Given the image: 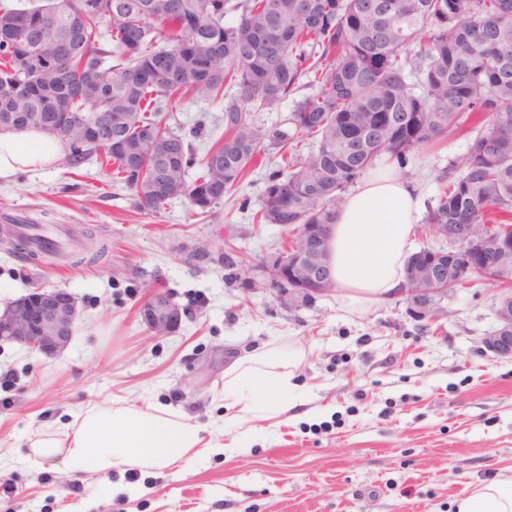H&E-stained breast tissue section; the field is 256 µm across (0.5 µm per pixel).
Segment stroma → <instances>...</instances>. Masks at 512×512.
I'll return each mask as SVG.
<instances>
[{
  "instance_id": "35a3bbf8",
  "label": "stroma",
  "mask_w": 512,
  "mask_h": 512,
  "mask_svg": "<svg viewBox=\"0 0 512 512\" xmlns=\"http://www.w3.org/2000/svg\"><path fill=\"white\" fill-rule=\"evenodd\" d=\"M162 118L202 151L224 131V103L186 97ZM467 145L456 132L397 171L432 203ZM275 169L247 173L208 216L180 196L139 210L94 162L0 185V222L53 224L69 240L46 264L0 246V308L43 288L70 292L80 311L53 357L0 342V486L16 489L0 495V512H454L473 485L512 476V358L483 345L498 325L495 291H449L425 318L400 294L357 317L331 294L292 309L226 280L225 253L255 264L288 239L252 221ZM92 240L105 252L88 263ZM156 290L186 311L175 334L155 335L140 317ZM288 342L307 353L293 376L298 407L226 426V359ZM123 399L189 417L215 450L133 480L26 465L31 432Z\"/></svg>"
}]
</instances>
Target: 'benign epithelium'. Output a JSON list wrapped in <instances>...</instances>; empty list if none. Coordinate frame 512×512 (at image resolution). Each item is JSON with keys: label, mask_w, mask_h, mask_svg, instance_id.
<instances>
[{"label": "benign epithelium", "mask_w": 512, "mask_h": 512, "mask_svg": "<svg viewBox=\"0 0 512 512\" xmlns=\"http://www.w3.org/2000/svg\"><path fill=\"white\" fill-rule=\"evenodd\" d=\"M86 142L112 143L104 124L95 115L79 121ZM466 232L460 242L448 239V230L433 234L448 240L443 248L425 247L412 254L405 267L401 290L425 317L433 312L434 299L448 293V284L464 273L483 272L512 283V248L488 242L482 224H461ZM327 235L320 224H299L290 249L266 255L238 276L248 291L263 290L290 308H300L317 297L335 291L328 264L322 262ZM498 327L483 338L486 351L512 358V289L501 288L497 302ZM142 321L160 335L176 333L185 316L184 308L166 293L156 291L140 307ZM79 310L72 295L64 290L35 289L0 313V341L52 355L66 348L74 335Z\"/></svg>", "instance_id": "1"}]
</instances>
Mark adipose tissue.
I'll list each match as a JSON object with an SVG mask.
<instances>
[{
	"instance_id": "obj_1",
	"label": "adipose tissue",
	"mask_w": 512,
	"mask_h": 512,
	"mask_svg": "<svg viewBox=\"0 0 512 512\" xmlns=\"http://www.w3.org/2000/svg\"><path fill=\"white\" fill-rule=\"evenodd\" d=\"M64 140L28 128L0 132V183L22 172L55 166ZM421 200L415 184L391 168L373 171L336 212L329 265L339 310L364 315L390 300L404 280L415 243ZM303 347L270 345L231 356L224 367V405L260 415L271 405L287 409L292 372L305 360ZM27 465L60 463L72 476L106 477L139 467L166 469L208 452L201 428L149 402L119 400L88 405L58 432L29 438ZM456 512H512V477L482 481L456 503Z\"/></svg>"
}]
</instances>
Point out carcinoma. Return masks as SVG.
<instances>
[{
    "mask_svg": "<svg viewBox=\"0 0 512 512\" xmlns=\"http://www.w3.org/2000/svg\"><path fill=\"white\" fill-rule=\"evenodd\" d=\"M35 41L54 52L27 67L16 47ZM304 78L315 91L286 122L254 128L252 114ZM34 85L40 98L13 96ZM184 95L224 101V134L200 156L159 118ZM58 96L74 120L98 114L112 126V144L96 148L63 129L69 165L96 161L153 212L177 196L212 212L266 161L267 140L280 164L258 224L285 211L290 224H332L347 188L381 156L401 163L465 125L467 153L441 178L425 223L448 225L450 236L455 224H485L492 240L512 241V0L0 2V128L63 127ZM14 250L33 260L54 253L22 234Z\"/></svg>",
    "mask_w": 512,
    "mask_h": 512,
    "instance_id": "obj_1",
    "label": "carcinoma"
}]
</instances>
